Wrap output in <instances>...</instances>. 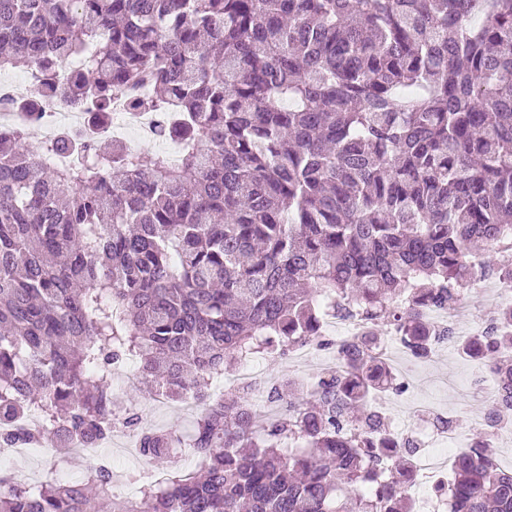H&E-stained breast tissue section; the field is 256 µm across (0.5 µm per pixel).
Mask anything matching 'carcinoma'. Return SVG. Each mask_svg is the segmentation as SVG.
<instances>
[{"label": "carcinoma", "instance_id": "1", "mask_svg": "<svg viewBox=\"0 0 512 512\" xmlns=\"http://www.w3.org/2000/svg\"><path fill=\"white\" fill-rule=\"evenodd\" d=\"M88 116L52 146L0 135V444L104 440L133 359L171 402L242 358L282 357L329 313L362 316L338 368L294 380L255 421L241 390L192 431L145 429L174 471L132 500L108 470L11 486L0 512H413L415 449L372 400L392 390L380 331L417 358L449 332L420 319L494 270L469 245L512 250V0H0V72ZM159 114L173 162L105 135L117 98ZM497 364L488 432L453 462L448 512H512L493 432L512 427V308L485 323ZM38 412L45 428L14 420ZM299 448H290L291 444Z\"/></svg>", "mask_w": 512, "mask_h": 512}]
</instances>
